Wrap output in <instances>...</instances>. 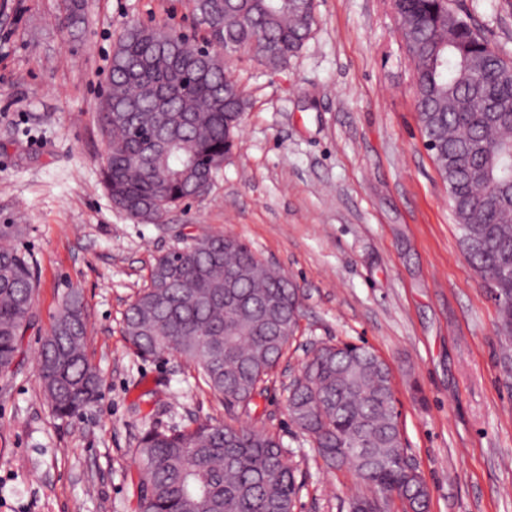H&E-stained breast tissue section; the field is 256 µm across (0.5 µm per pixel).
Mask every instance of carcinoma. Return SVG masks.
<instances>
[{"label":"carcinoma","mask_w":512,"mask_h":512,"mask_svg":"<svg viewBox=\"0 0 512 512\" xmlns=\"http://www.w3.org/2000/svg\"><path fill=\"white\" fill-rule=\"evenodd\" d=\"M205 44L166 27L132 24L112 54L100 112L102 182L113 204L146 223L201 194L230 154L248 100L212 45L244 47L268 67L288 64L309 39L313 0H193ZM414 68L424 141L448 187L466 261L504 303L497 333L512 340V61L491 48L449 0H403L398 15ZM0 225V371L32 318L35 266ZM240 274L242 304L224 306V272ZM299 289L233 236L209 235L157 257L123 332L144 357L192 361L224 400L229 421L147 430L135 450L141 512H294L302 482L280 437L238 423L285 354L300 316ZM82 291L70 287L41 341L38 377L53 413L94 402L100 376L86 354ZM392 374L370 348L322 344L289 386L288 412L324 467L353 473L371 495L349 512H392V493L415 508L428 487L408 456ZM408 504V505H410ZM401 504L400 512H409Z\"/></svg>","instance_id":"obj_1"}]
</instances>
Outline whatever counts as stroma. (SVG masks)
<instances>
[{
    "mask_svg": "<svg viewBox=\"0 0 512 512\" xmlns=\"http://www.w3.org/2000/svg\"><path fill=\"white\" fill-rule=\"evenodd\" d=\"M0 0V225L38 277L33 325L0 373V512H140L133 450L144 431L224 421L177 355L143 357L124 312L156 257L223 233L280 267L302 295L299 330L257 409L304 488L295 512H347L365 488L327 472L291 422L288 386L312 345L356 343L390 366L403 443L431 512H512V345L466 262L448 190L424 145L413 67L388 0H315L316 25L287 65L224 50L250 107L203 196L143 223L101 183L99 126L113 47L134 22L200 39L192 0ZM512 59V0H450ZM82 288L100 399L58 418L38 340Z\"/></svg>",
    "mask_w": 512,
    "mask_h": 512,
    "instance_id": "35a3bbf8",
    "label": "stroma"
}]
</instances>
